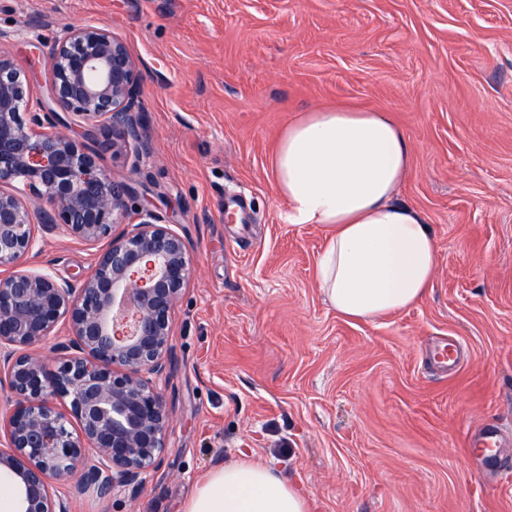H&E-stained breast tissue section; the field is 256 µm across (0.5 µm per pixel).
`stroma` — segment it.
Masks as SVG:
<instances>
[{
	"instance_id": "stroma-1",
	"label": "stroma",
	"mask_w": 512,
	"mask_h": 512,
	"mask_svg": "<svg viewBox=\"0 0 512 512\" xmlns=\"http://www.w3.org/2000/svg\"><path fill=\"white\" fill-rule=\"evenodd\" d=\"M60 23L111 29L138 61L151 153L136 160L106 128L96 163L160 195L191 266L164 463L137 496L87 493L72 512H181L243 448L313 512H512V474L466 446L495 419L512 460V0H0V55L37 98ZM336 105L406 133L398 198L437 245L428 296L376 321L326 302L328 231L286 223L271 174L288 123ZM229 193L248 201L246 227L225 223ZM99 253L60 229L30 263L83 276ZM442 336L465 348L451 372L425 360Z\"/></svg>"
}]
</instances>
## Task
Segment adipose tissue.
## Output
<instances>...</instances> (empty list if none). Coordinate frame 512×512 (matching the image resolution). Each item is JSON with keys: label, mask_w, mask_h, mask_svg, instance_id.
<instances>
[{"label": "adipose tissue", "mask_w": 512, "mask_h": 512, "mask_svg": "<svg viewBox=\"0 0 512 512\" xmlns=\"http://www.w3.org/2000/svg\"><path fill=\"white\" fill-rule=\"evenodd\" d=\"M410 160L404 131L383 112L319 109L284 130L272 160L290 224H321L318 284L341 316L375 320L415 305L432 288L436 243L397 199ZM182 512H310L299 488L243 455L211 471Z\"/></svg>", "instance_id": "obj_1"}]
</instances>
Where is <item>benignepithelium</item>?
Masks as SVG:
<instances>
[{"label":"benign epithelium","instance_id":"7a95c632","mask_svg":"<svg viewBox=\"0 0 512 512\" xmlns=\"http://www.w3.org/2000/svg\"><path fill=\"white\" fill-rule=\"evenodd\" d=\"M49 61L52 81L35 101L26 74L0 55V388L12 402L0 474L14 512H70L71 492H53L52 481L76 470L82 493L134 497L162 466L170 414L159 381L171 376L170 318L190 277L186 240L91 148L109 126L135 157L149 152L126 43L63 24ZM71 117L80 142L59 130ZM115 224L130 230L114 237ZM57 228L87 244L109 239L85 276L27 264ZM62 320L69 338L50 369L40 345Z\"/></svg>","mask_w":512,"mask_h":512}]
</instances>
